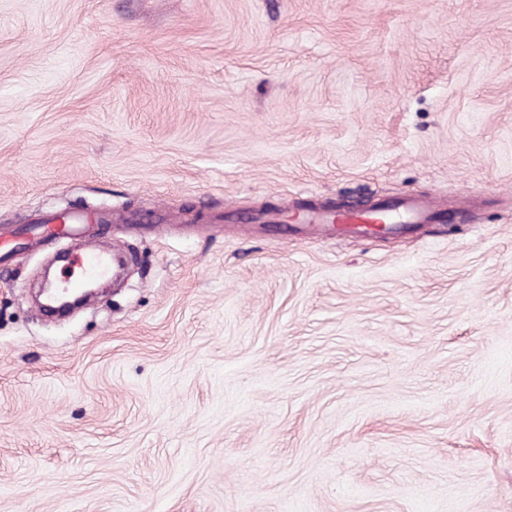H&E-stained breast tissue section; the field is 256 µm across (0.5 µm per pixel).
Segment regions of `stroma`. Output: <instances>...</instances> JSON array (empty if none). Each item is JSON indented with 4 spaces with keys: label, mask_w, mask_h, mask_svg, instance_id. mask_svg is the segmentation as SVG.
<instances>
[{
    "label": "stroma",
    "mask_w": 512,
    "mask_h": 512,
    "mask_svg": "<svg viewBox=\"0 0 512 512\" xmlns=\"http://www.w3.org/2000/svg\"><path fill=\"white\" fill-rule=\"evenodd\" d=\"M420 196L450 224L273 234ZM0 512H512V0H0ZM27 228L21 236L4 242L0 239V251L9 254L13 249L22 246L35 245L46 241L70 238L83 242L82 249L74 252L68 266L60 271L59 281L64 283L60 290L76 289L70 296L57 302L54 313L66 314L95 293L96 288L86 284L88 279L100 278L114 272L116 260L100 249L94 242L92 224H99L97 214L89 212L68 211L57 213L39 220Z\"/></svg>",
    "instance_id": "obj_1"
}]
</instances>
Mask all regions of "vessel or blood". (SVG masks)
<instances>
[{"mask_svg":"<svg viewBox=\"0 0 512 512\" xmlns=\"http://www.w3.org/2000/svg\"><path fill=\"white\" fill-rule=\"evenodd\" d=\"M444 219V211L435 209L430 200L415 196L378 205L363 215L339 207L311 212L301 210L295 217L297 223L310 225L315 231L331 227L338 235L366 240L383 234L405 235L412 226L441 222ZM98 221L97 214L89 212L57 213L30 226L21 236L0 241V251L9 252L22 246L65 238L81 242V250L73 253L68 266L59 275L65 290H73L81 287L88 279L109 275L116 265L114 257L100 249L94 240L93 226Z\"/></svg>","mask_w":512,"mask_h":512,"instance_id":"vessel-or-blood-1","label":"vessel or blood"}]
</instances>
